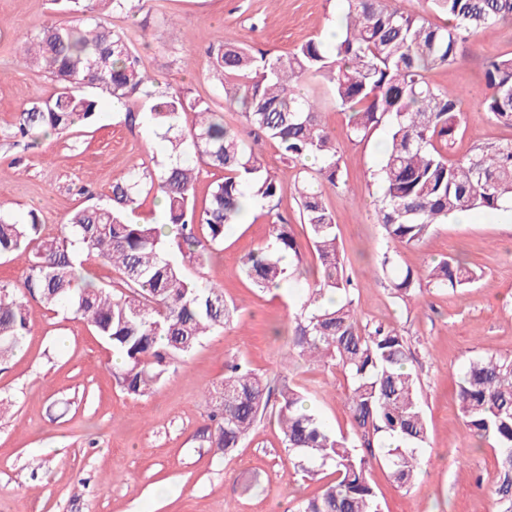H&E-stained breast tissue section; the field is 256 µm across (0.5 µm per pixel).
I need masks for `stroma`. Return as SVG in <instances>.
Here are the masks:
<instances>
[{"instance_id":"stroma-1","label":"stroma","mask_w":512,"mask_h":512,"mask_svg":"<svg viewBox=\"0 0 512 512\" xmlns=\"http://www.w3.org/2000/svg\"><path fill=\"white\" fill-rule=\"evenodd\" d=\"M343 8L342 0H148L136 16L114 15L110 22L134 34L135 51L154 78L212 101L225 124L238 127L239 106L209 78V46L246 42L285 55L308 39H327ZM69 21L51 0H0V199L16 219L36 213L50 236L73 210L109 204L113 185L132 167H155L167 155L150 127L128 124L99 89L100 107L89 125L34 144L14 138L19 112L54 88L44 69L16 62L14 47L48 23ZM508 53L512 25L493 26L473 36L465 61L429 72L434 85L465 93L455 155L512 140V127L481 112L484 63ZM306 86L342 155L343 185L326 189L324 198L354 305L362 319L392 324L406 336L421 383L429 444L409 489L397 488L383 464L373 463L383 512H491L495 455L460 416L457 384L470 359L512 356V223L485 212L470 224L437 225L419 246L399 248L400 267L422 270L455 256L480 278L468 288L394 299L390 274L380 264L385 242L376 218L381 188L374 174L384 136L350 141L347 118L329 89L316 79ZM255 150L280 183L277 211L299 243V257L283 259L292 273L285 288L258 289L240 272L243 258L270 240V218L253 206L227 227L209 262L183 265L223 288L237 307L232 322L146 398L116 384L111 350L84 323L30 301L22 347L0 362V512H295L303 499L320 493L322 481L303 477L289 461L274 418L261 419L228 457L202 440L209 423L205 393L222 381L224 362L233 357L269 377L286 372L335 432L350 429L343 372L302 360L291 349L301 298L317 268L299 220L296 171L281 162L272 141H259Z\"/></svg>"}]
</instances>
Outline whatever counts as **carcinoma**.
I'll return each mask as SVG.
<instances>
[{
    "label": "carcinoma",
    "instance_id": "cac0c4a2",
    "mask_svg": "<svg viewBox=\"0 0 512 512\" xmlns=\"http://www.w3.org/2000/svg\"><path fill=\"white\" fill-rule=\"evenodd\" d=\"M78 16L74 25L45 26L23 38L19 55L45 68L55 91L18 113L16 134L33 143L94 118L98 101L85 89H101L128 106L130 124L144 122L161 132L168 145L164 163L135 167L112 186V205L79 209L59 234L44 236L38 217L14 218L0 200V257H22L37 250L21 286L0 282V361L20 348L32 311L29 294L52 310L62 307L89 326L121 359L112 371L127 394L147 397L205 336L230 324L237 307L224 290L188 276L171 257V245L199 266L210 249L224 242L251 199L273 213L281 187L251 142L269 139L299 168L294 188L300 223L308 230L318 259V277L307 289L293 329L292 348L304 360L341 369L349 381L350 432L331 430L308 407L306 395L231 360L224 379L208 391L212 430L203 440L232 453L266 412L274 414L294 468L311 480L331 467L321 492L302 501L298 512H381L369 478L371 461L381 453L389 478L410 486L420 468L429 432L420 381L412 368L405 336L383 322H363L350 298L333 214L323 189L340 188L342 156L318 103L306 88L309 78L330 89L336 107L348 116V137L363 142L380 128L386 132L379 168L383 198L377 223L388 246L382 267L391 268L393 298L404 301L422 287L468 288L478 274L448 257L424 273L400 270L391 245L415 247L435 225L463 210L496 211L512 203V141L475 146L449 157L463 121L462 93L440 88L427 72L465 59L479 31L512 23V0H431L448 24L388 7L384 0H343L345 12L332 47L312 38L287 55H272L249 44L210 47L212 78L224 96L242 109L241 127L224 124L215 111L185 90L149 76L131 38L110 26L98 4L112 13L134 16L144 0H55ZM488 89L482 102L487 117L512 126V56L486 62ZM196 120L185 128L181 116ZM224 172L202 208L195 204L197 168L187 151ZM314 161L309 167L306 161ZM164 202L166 223L175 227L171 242L162 224L131 220L127 209L143 194ZM202 236H197V231ZM272 243L248 254L242 272L258 288L287 279L278 254L299 255L288 221H272ZM112 264L120 288L107 290L79 276L80 252ZM459 410L473 435L492 441L500 472L495 512H512V357L487 355L469 362L458 385Z\"/></svg>",
    "mask_w": 512,
    "mask_h": 512
}]
</instances>
